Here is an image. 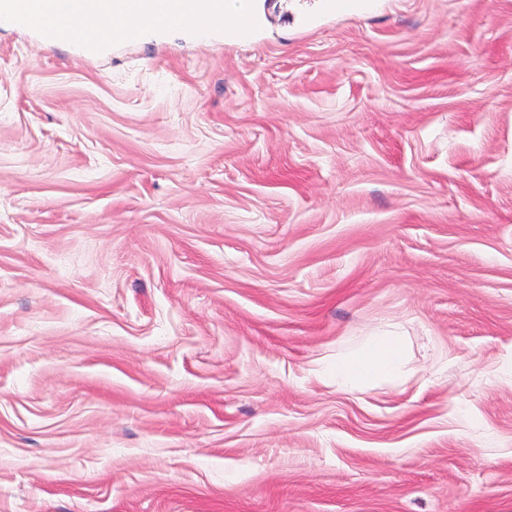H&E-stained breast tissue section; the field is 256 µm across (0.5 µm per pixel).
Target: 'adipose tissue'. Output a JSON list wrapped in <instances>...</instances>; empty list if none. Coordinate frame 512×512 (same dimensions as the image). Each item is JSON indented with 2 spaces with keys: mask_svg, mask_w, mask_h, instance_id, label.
Listing matches in <instances>:
<instances>
[{
  "mask_svg": "<svg viewBox=\"0 0 512 512\" xmlns=\"http://www.w3.org/2000/svg\"><path fill=\"white\" fill-rule=\"evenodd\" d=\"M404 356L403 344L396 336H373L359 344L332 367L337 386L355 389L373 379L396 377Z\"/></svg>",
  "mask_w": 512,
  "mask_h": 512,
  "instance_id": "adipose-tissue-1",
  "label": "adipose tissue"
}]
</instances>
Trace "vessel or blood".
Returning <instances> with one entry per match:
<instances>
[{
  "mask_svg": "<svg viewBox=\"0 0 512 512\" xmlns=\"http://www.w3.org/2000/svg\"><path fill=\"white\" fill-rule=\"evenodd\" d=\"M114 14L139 16V23L109 30L101 0H0V23L29 30L45 44H65L78 56L100 57L111 41H137L141 20L163 29L172 24L204 36L251 37L256 23L250 0H112Z\"/></svg>",
  "mask_w": 512,
  "mask_h": 512,
  "instance_id": "obj_1",
  "label": "vessel or blood"
}]
</instances>
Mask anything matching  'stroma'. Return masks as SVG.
Listing matches in <instances>:
<instances>
[{"label": "stroma", "mask_w": 512, "mask_h": 512, "mask_svg": "<svg viewBox=\"0 0 512 512\" xmlns=\"http://www.w3.org/2000/svg\"><path fill=\"white\" fill-rule=\"evenodd\" d=\"M357 2L0 27V512H512V0ZM1 0L0 23L15 29L33 31L45 44H66L78 56L100 57L112 41L141 39L142 24L127 25L111 32L102 26L100 0ZM63 9L74 14L83 27V34L61 16ZM404 356L399 336H371L347 356L336 358L332 366L336 385L355 389L373 379L394 378L399 373Z\"/></svg>", "instance_id": "stroma-1"}]
</instances>
